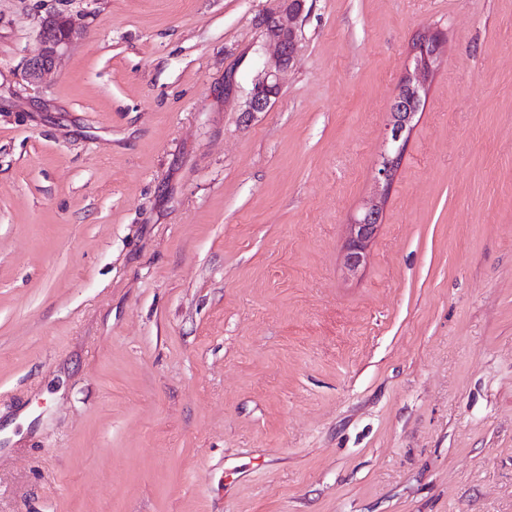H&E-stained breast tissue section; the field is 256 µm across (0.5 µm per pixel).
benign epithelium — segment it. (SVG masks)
<instances>
[{"label": "benign epithelium", "instance_id": "1", "mask_svg": "<svg viewBox=\"0 0 512 512\" xmlns=\"http://www.w3.org/2000/svg\"><path fill=\"white\" fill-rule=\"evenodd\" d=\"M276 2V8L267 11L262 19L264 38L274 44L275 53L264 63L247 93L245 111L250 114L269 111L279 98L281 75L292 63L298 23L305 10V0ZM51 20L61 23L64 35H59L49 21L43 23L41 54L28 63L26 71L27 79L32 83L38 82L55 66L58 57L79 34L74 20L66 14H54L50 16ZM444 48L440 34L432 29L420 32L412 40L410 63L399 81V88L410 96L409 110H389L385 148L377 160L374 190L347 224L343 267L349 275L357 274L368 261L370 247L382 221L386 193L415 126L423 96L442 64Z\"/></svg>", "mask_w": 512, "mask_h": 512}]
</instances>
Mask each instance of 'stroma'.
I'll return each mask as SVG.
<instances>
[{
    "label": "stroma",
    "instance_id": "35a3bbf8",
    "mask_svg": "<svg viewBox=\"0 0 512 512\" xmlns=\"http://www.w3.org/2000/svg\"><path fill=\"white\" fill-rule=\"evenodd\" d=\"M273 5L0 0V512H512V0H306L249 116ZM276 8L263 16L262 27L266 41L275 46V53L247 93L244 112L269 111L280 96L281 75L290 67L297 39L298 23L305 10V0H276ZM58 21L64 28V35H59L49 21ZM79 29L74 20L64 13H57L46 20L41 28L42 51L39 56L28 63L26 76L32 83L38 82L54 66L58 57L68 49L78 36ZM445 44L435 30L426 29L412 40L410 63L399 81V89L409 96V102L390 106L386 120L385 148L376 164L375 187L364 200L347 226V240L343 267L347 274L356 275L367 263L370 247L382 221L386 193L392 185L399 167V159L415 126L423 96L439 70L444 56ZM425 100L422 107H424Z\"/></svg>",
    "mask_w": 512,
    "mask_h": 512
}]
</instances>
